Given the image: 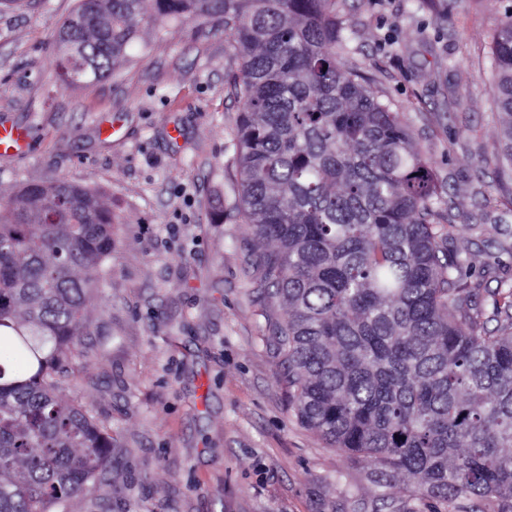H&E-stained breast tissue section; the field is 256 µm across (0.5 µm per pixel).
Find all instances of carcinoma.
Masks as SVG:
<instances>
[{"label": "carcinoma", "instance_id": "1", "mask_svg": "<svg viewBox=\"0 0 512 512\" xmlns=\"http://www.w3.org/2000/svg\"><path fill=\"white\" fill-rule=\"evenodd\" d=\"M149 10L224 27L242 60L238 214L270 244L261 282L286 310L270 331L297 419L412 499L512 512V280L485 261L500 287L478 305L483 281L448 247L412 133L339 62L336 0H78L54 50L64 86L109 76ZM492 58L512 165V16ZM113 223L97 191L65 179L0 197V346L17 358L0 367V512H48L112 460V437L54 375L89 335Z\"/></svg>", "mask_w": 512, "mask_h": 512}]
</instances>
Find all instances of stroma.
<instances>
[{"instance_id": "stroma-1", "label": "stroma", "mask_w": 512, "mask_h": 512, "mask_svg": "<svg viewBox=\"0 0 512 512\" xmlns=\"http://www.w3.org/2000/svg\"><path fill=\"white\" fill-rule=\"evenodd\" d=\"M77 0L0 12V194L64 178L116 218L112 258L59 376L112 433V464L51 512H377L370 465L297 420L260 282L265 245L237 213L241 67L223 27L147 18L108 77L64 88L53 62ZM512 0H336L361 69L399 112L473 267L512 268V175L498 156L491 47ZM114 128L104 137L102 125ZM27 130L16 125H0V154H19L27 149Z\"/></svg>"}]
</instances>
